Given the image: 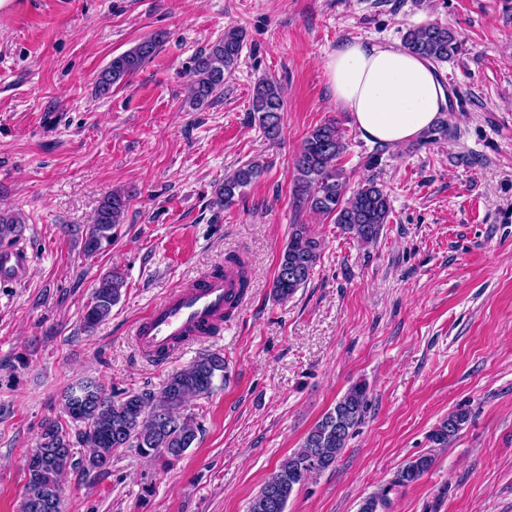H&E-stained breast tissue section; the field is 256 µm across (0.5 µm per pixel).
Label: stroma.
Segmentation results:
<instances>
[{
  "instance_id": "obj_1",
  "label": "stroma",
  "mask_w": 512,
  "mask_h": 512,
  "mask_svg": "<svg viewBox=\"0 0 512 512\" xmlns=\"http://www.w3.org/2000/svg\"><path fill=\"white\" fill-rule=\"evenodd\" d=\"M454 30L439 69L450 135L375 149L334 104L322 62L338 43L401 44L413 27ZM245 29L239 63L204 105L186 99L193 56ZM154 58L109 94L98 73L142 38ZM277 81L284 137L272 146L250 113L259 79ZM339 122L350 187L382 184L391 211L360 246L332 218L296 207L293 161L306 134ZM266 170L242 197L212 204L240 165ZM136 187L99 253L64 225L92 223L113 189ZM19 212L31 262L0 284V512H19L24 458L71 383L158 389L210 351L226 370L189 406L197 440L173 466L121 448L62 482V512H249L268 474L355 383L368 411L332 466L286 512H359L389 489L385 512H512V0H10L0 9V210ZM320 237L317 266L285 301L272 284L293 225ZM250 269L247 298L218 334L164 366L140 354L137 318L230 254ZM126 281L111 317L82 330L98 279ZM470 418L443 450L430 431ZM433 452L408 487L399 469Z\"/></svg>"
}]
</instances>
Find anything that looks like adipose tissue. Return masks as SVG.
Here are the masks:
<instances>
[{"label":"adipose tissue","mask_w":512,"mask_h":512,"mask_svg":"<svg viewBox=\"0 0 512 512\" xmlns=\"http://www.w3.org/2000/svg\"><path fill=\"white\" fill-rule=\"evenodd\" d=\"M323 68L334 103L372 142L397 147L415 140L449 105L433 64L400 46L346 41L326 55Z\"/></svg>","instance_id":"1"}]
</instances>
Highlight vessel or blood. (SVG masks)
<instances>
[{
    "mask_svg": "<svg viewBox=\"0 0 512 512\" xmlns=\"http://www.w3.org/2000/svg\"><path fill=\"white\" fill-rule=\"evenodd\" d=\"M29 262L26 249L0 250V281L17 280ZM238 287V273L228 267L173 291L138 319L133 330L138 349L158 363H167L178 340L210 335L212 326L224 316L227 299Z\"/></svg>",
    "mask_w": 512,
    "mask_h": 512,
    "instance_id": "obj_1",
    "label": "vessel or blood"
}]
</instances>
